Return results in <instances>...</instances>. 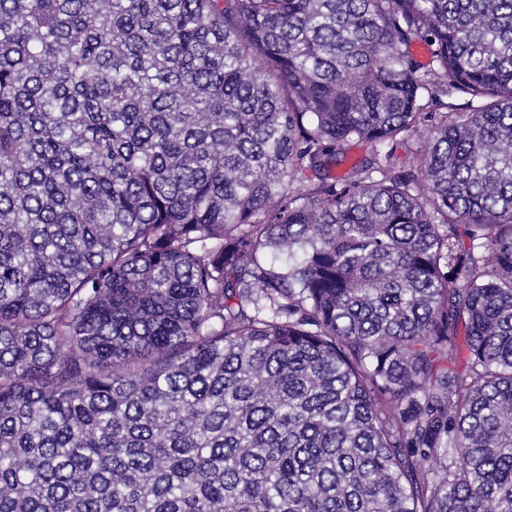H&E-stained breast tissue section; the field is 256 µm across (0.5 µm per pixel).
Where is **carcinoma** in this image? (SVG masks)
I'll return each instance as SVG.
<instances>
[{
    "mask_svg": "<svg viewBox=\"0 0 512 512\" xmlns=\"http://www.w3.org/2000/svg\"><path fill=\"white\" fill-rule=\"evenodd\" d=\"M0 512H512V0H0ZM430 114L427 115V117ZM421 120L416 127L412 128L406 133L401 134L397 139V144H394V155L401 160H405L407 152L421 147L427 137L428 129L430 128V118Z\"/></svg>",
    "mask_w": 512,
    "mask_h": 512,
    "instance_id": "1",
    "label": "carcinoma"
}]
</instances>
